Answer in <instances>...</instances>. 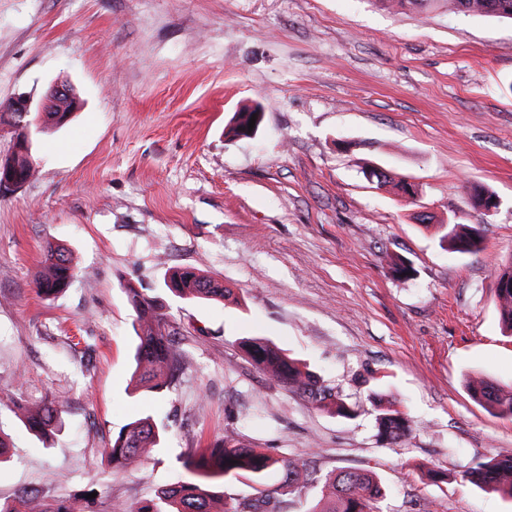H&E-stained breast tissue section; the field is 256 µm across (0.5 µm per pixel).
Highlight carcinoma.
<instances>
[{
  "instance_id": "cac0c4a2",
  "label": "carcinoma",
  "mask_w": 512,
  "mask_h": 512,
  "mask_svg": "<svg viewBox=\"0 0 512 512\" xmlns=\"http://www.w3.org/2000/svg\"><path fill=\"white\" fill-rule=\"evenodd\" d=\"M380 7L395 11L426 14L453 10L472 16L512 19V0H375ZM253 128H248L251 117ZM263 119L261 107L245 106L234 113L225 127L231 140L249 138L259 130ZM366 177L383 188L389 184L405 196L414 197V185L404 178L395 179L388 172L372 168ZM443 240L457 253L477 254L485 247L481 225L452 224L444 227ZM76 276L71 253L62 245L49 242L45 247L43 267L35 273L38 294L50 297L69 288ZM167 289L184 300H222L231 289L206 275L196 266H183L172 271ZM495 298L504 328L512 335V257L501 264L494 277ZM127 301L133 311L132 327L137 338L134 389L160 390L180 370L182 354L177 332L158 297H149L131 284L125 285ZM255 366L270 379L301 392L324 410L343 417L354 416L329 389L322 385L306 363L290 357L273 343L250 338L242 342ZM467 390L475 403L487 412L512 418V387L505 389L485 377H471ZM66 401L53 396L35 406L16 405V415L32 432L46 436L61 423ZM379 436L390 443L401 440L410 431L406 414L393 406L378 417ZM166 425L151 415L139 417L125 425L104 449L108 464L118 470L132 469L143 461L145 450L160 444ZM188 465L197 478L162 488L155 498L134 509L122 504L111 505V512H288V504L310 480L306 464L295 458L277 457L264 448H245L230 435L214 442L209 454L189 457ZM272 472L281 474L279 485L267 484ZM462 479L470 484L501 492L512 497V453H497L467 468ZM230 481L247 484L250 496L235 500L228 511L224 503V486ZM383 486L372 470H340L324 478L320 495L310 512H371L373 503L382 495ZM0 512H76L69 499L48 501L44 497L23 492L11 501L0 503Z\"/></svg>"
}]
</instances>
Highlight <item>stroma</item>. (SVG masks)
<instances>
[{"instance_id": "obj_1", "label": "stroma", "mask_w": 512, "mask_h": 512, "mask_svg": "<svg viewBox=\"0 0 512 512\" xmlns=\"http://www.w3.org/2000/svg\"><path fill=\"white\" fill-rule=\"evenodd\" d=\"M79 100L34 136L32 178L0 192V502L21 492L106 512L193 480L189 455L241 446L307 460L288 512H309L334 470L370 469L376 512H512V497L461 482L512 452V419L475 404L467 377L512 385L494 272L512 257V21L395 14L371 0H0V113L54 82ZM257 103L258 134L224 126ZM378 167L418 189L377 188ZM500 200L474 209L473 187ZM427 213L431 225L416 221ZM484 224L487 248L442 247L441 224ZM76 278L52 299L33 278L47 242ZM402 257L409 277L392 274ZM194 265L233 294L182 300L169 268ZM132 284L162 297L184 363L169 388L133 391ZM266 338L354 407L348 420L258 370ZM67 400L37 439L18 402ZM412 429L378 438L375 395ZM168 428L143 464L103 458L132 420Z\"/></svg>"}]
</instances>
